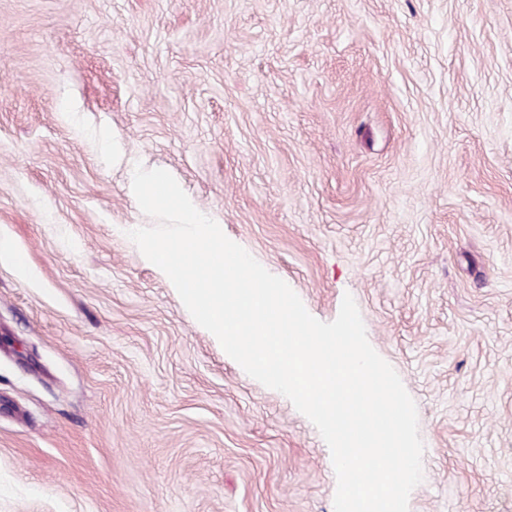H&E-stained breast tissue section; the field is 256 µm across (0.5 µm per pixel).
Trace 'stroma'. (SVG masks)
Masks as SVG:
<instances>
[{"label":"stroma","mask_w":512,"mask_h":512,"mask_svg":"<svg viewBox=\"0 0 512 512\" xmlns=\"http://www.w3.org/2000/svg\"><path fill=\"white\" fill-rule=\"evenodd\" d=\"M137 163L316 319L353 296L409 512H512V0H0V512H334L315 426L128 238Z\"/></svg>","instance_id":"stroma-1"}]
</instances>
